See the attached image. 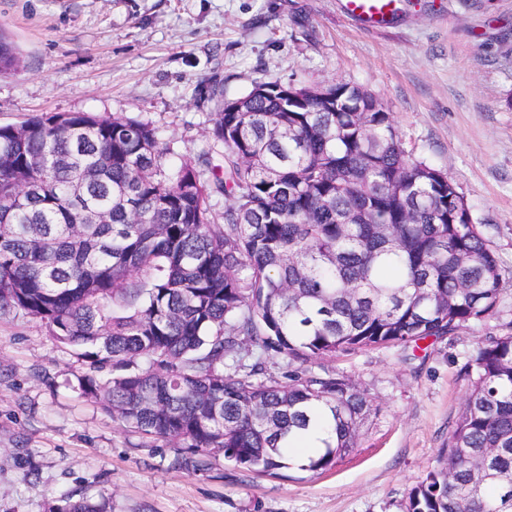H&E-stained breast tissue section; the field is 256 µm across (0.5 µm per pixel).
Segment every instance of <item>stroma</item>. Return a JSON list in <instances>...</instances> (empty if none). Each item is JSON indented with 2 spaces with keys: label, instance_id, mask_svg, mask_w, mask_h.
<instances>
[{
  "label": "stroma",
  "instance_id": "1",
  "mask_svg": "<svg viewBox=\"0 0 512 512\" xmlns=\"http://www.w3.org/2000/svg\"><path fill=\"white\" fill-rule=\"evenodd\" d=\"M0 33L20 66L0 76V125L49 112L151 122L174 155L209 136L212 84L238 98L254 84L374 93L406 150L447 173L512 271V0H401L382 29L340 0H0ZM498 314L454 340L374 348L326 360L378 414L357 452L329 471L259 477L120 428L75 388L84 365L45 323L0 317V512H63L90 499L105 512H404L437 467L477 342L512 322V280Z\"/></svg>",
  "mask_w": 512,
  "mask_h": 512
}]
</instances>
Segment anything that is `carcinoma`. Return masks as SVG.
<instances>
[{
    "label": "carcinoma",
    "instance_id": "carcinoma-1",
    "mask_svg": "<svg viewBox=\"0 0 512 512\" xmlns=\"http://www.w3.org/2000/svg\"><path fill=\"white\" fill-rule=\"evenodd\" d=\"M19 58L0 37V75ZM222 146L170 162L124 115L0 126V316L41 320L86 362L80 395L124 429L256 476L322 473L379 408L318 360L453 340L496 316L505 277L443 170L412 157L378 97L264 82L224 99ZM225 197L224 212L211 205ZM249 347L288 359L280 380ZM448 465L405 512H512V333L478 342ZM319 429L296 461L290 443Z\"/></svg>",
    "mask_w": 512,
    "mask_h": 512
}]
</instances>
